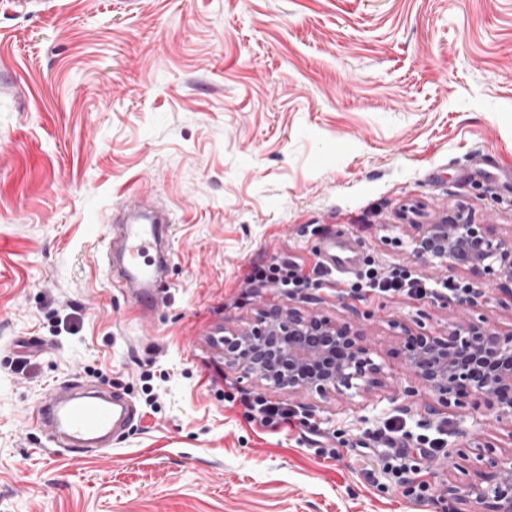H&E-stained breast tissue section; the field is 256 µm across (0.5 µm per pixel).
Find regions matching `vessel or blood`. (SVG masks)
Segmentation results:
<instances>
[{
  "instance_id": "obj_1",
  "label": "vessel or blood",
  "mask_w": 512,
  "mask_h": 512,
  "mask_svg": "<svg viewBox=\"0 0 512 512\" xmlns=\"http://www.w3.org/2000/svg\"><path fill=\"white\" fill-rule=\"evenodd\" d=\"M172 222L166 207L131 193L116 203L113 222L105 227L108 253H120L123 262L113 285L131 292L140 307L156 302L159 276L172 256ZM322 263L326 270L343 274L357 265L347 243L333 237L323 249ZM27 418L46 431L53 447L81 460L109 449L132 425L136 409L124 392L76 377L46 393Z\"/></svg>"
}]
</instances>
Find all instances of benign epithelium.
<instances>
[{"instance_id": "1", "label": "benign epithelium", "mask_w": 512, "mask_h": 512, "mask_svg": "<svg viewBox=\"0 0 512 512\" xmlns=\"http://www.w3.org/2000/svg\"><path fill=\"white\" fill-rule=\"evenodd\" d=\"M413 257L428 269L449 267L494 276L512 285V240L493 235L456 212L437 224H415ZM476 293L458 301L446 336L404 330L405 363L443 407L484 408L512 423V331L502 333L471 318ZM224 366L282 393L315 392L325 398L354 382L375 385L381 367L348 322L306 316L288 307H261L251 326L224 337ZM497 469L493 482L469 493L493 512H512V461L479 455Z\"/></svg>"}]
</instances>
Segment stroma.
Here are the masks:
<instances>
[{"instance_id":"1","label":"stroma","mask_w":512,"mask_h":512,"mask_svg":"<svg viewBox=\"0 0 512 512\" xmlns=\"http://www.w3.org/2000/svg\"><path fill=\"white\" fill-rule=\"evenodd\" d=\"M141 190L174 218L147 312L103 260L113 204ZM458 209L512 236V0H0V512H480L473 440L503 458L512 435L431 407L401 354L403 329L456 319L443 283L470 274H431L411 237ZM334 233L433 295L245 283L312 267ZM481 284L474 318L512 327V294ZM273 306L351 322L380 384L287 395L225 368L224 336ZM76 375L138 412L78 463L25 417ZM228 392L307 421L262 428ZM392 418L426 497L358 449ZM312 273L314 277L302 274L300 267L294 260L277 259L266 265L253 266L247 275L248 284H257L261 287L281 288L291 295H298L309 288H319L325 272L317 263Z\"/></svg>"}]
</instances>
